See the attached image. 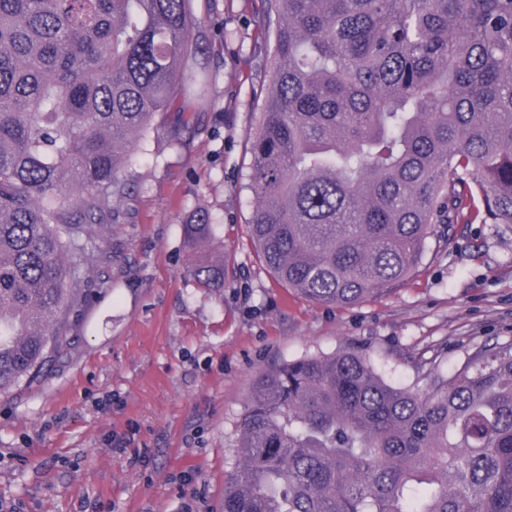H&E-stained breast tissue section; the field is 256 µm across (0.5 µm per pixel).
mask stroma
<instances>
[{
  "mask_svg": "<svg viewBox=\"0 0 512 512\" xmlns=\"http://www.w3.org/2000/svg\"><path fill=\"white\" fill-rule=\"evenodd\" d=\"M266 7L191 0L208 21V98L189 104V126L167 114L132 154L112 260L88 276L98 293L68 354L0 396V512H224L263 371L353 346L410 386L431 363L453 370L512 341V224L454 225L399 288L347 307L284 288L259 261L244 184L272 75L257 32ZM199 208L220 219L221 250L186 246ZM217 259L223 287L199 286L192 266Z\"/></svg>",
  "mask_w": 512,
  "mask_h": 512,
  "instance_id": "stroma-1",
  "label": "stroma"
}]
</instances>
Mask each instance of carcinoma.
Instances as JSON below:
<instances>
[{
    "instance_id": "1",
    "label": "carcinoma",
    "mask_w": 512,
    "mask_h": 512,
    "mask_svg": "<svg viewBox=\"0 0 512 512\" xmlns=\"http://www.w3.org/2000/svg\"><path fill=\"white\" fill-rule=\"evenodd\" d=\"M190 0H0V395L70 348L112 260L123 156L203 98ZM249 237L283 285L351 306L437 228L512 224V0H270ZM208 212L185 225L220 242ZM208 288L224 265L192 270ZM395 386L355 349L255 379L224 512H512V342Z\"/></svg>"
}]
</instances>
